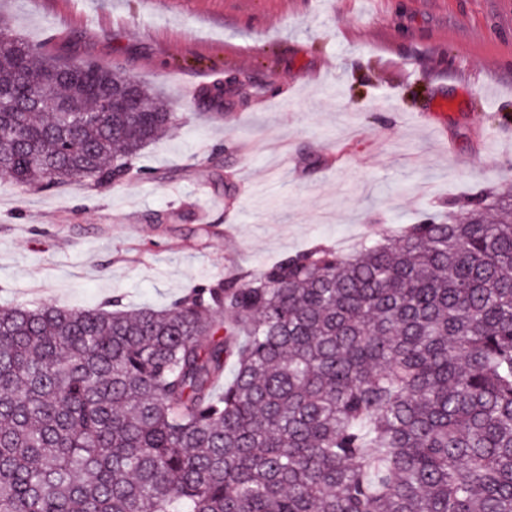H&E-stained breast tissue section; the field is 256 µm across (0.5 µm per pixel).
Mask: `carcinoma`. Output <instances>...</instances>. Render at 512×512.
Returning a JSON list of instances; mask_svg holds the SVG:
<instances>
[{"instance_id":"obj_1","label":"carcinoma","mask_w":512,"mask_h":512,"mask_svg":"<svg viewBox=\"0 0 512 512\" xmlns=\"http://www.w3.org/2000/svg\"><path fill=\"white\" fill-rule=\"evenodd\" d=\"M178 126L0 31L1 177L142 179ZM464 206L161 309L0 308V512H512V194Z\"/></svg>"}]
</instances>
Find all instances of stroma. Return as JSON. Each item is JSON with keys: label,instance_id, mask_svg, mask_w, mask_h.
I'll return each instance as SVG.
<instances>
[{"label": "stroma", "instance_id": "obj_1", "mask_svg": "<svg viewBox=\"0 0 512 512\" xmlns=\"http://www.w3.org/2000/svg\"><path fill=\"white\" fill-rule=\"evenodd\" d=\"M0 27L122 69L180 116L143 149L149 178L0 179V307L162 308L512 189V0H0ZM235 77L249 93L216 118L205 93Z\"/></svg>", "mask_w": 512, "mask_h": 512}]
</instances>
